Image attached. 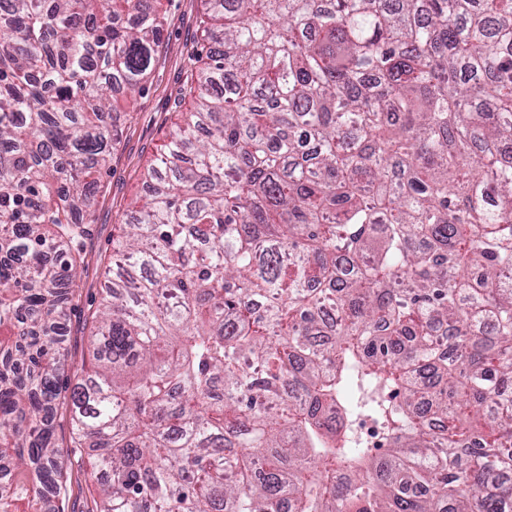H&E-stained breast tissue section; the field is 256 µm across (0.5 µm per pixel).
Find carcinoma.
<instances>
[{
  "label": "carcinoma",
  "mask_w": 512,
  "mask_h": 512,
  "mask_svg": "<svg viewBox=\"0 0 512 512\" xmlns=\"http://www.w3.org/2000/svg\"><path fill=\"white\" fill-rule=\"evenodd\" d=\"M160 2L0 21V512H64L86 448V512H512V0H204L55 446L72 244ZM69 392L62 390L56 401V413L53 421V439L60 448L66 449L71 445L72 423L69 410Z\"/></svg>",
  "instance_id": "carcinoma-1"
}]
</instances>
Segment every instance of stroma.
<instances>
[{
	"label": "stroma",
	"instance_id": "1",
	"mask_svg": "<svg viewBox=\"0 0 512 512\" xmlns=\"http://www.w3.org/2000/svg\"><path fill=\"white\" fill-rule=\"evenodd\" d=\"M163 8L167 24L145 91L131 102L121 96L116 99L123 118L100 179L93 222L81 240L83 263L69 303L62 358L73 381L90 367L91 314L105 292L104 270L112 256V241L143 194V172L166 143L180 110L190 107L182 93L191 82V55L201 43L204 5L202 0H165Z\"/></svg>",
	"mask_w": 512,
	"mask_h": 512
}]
</instances>
